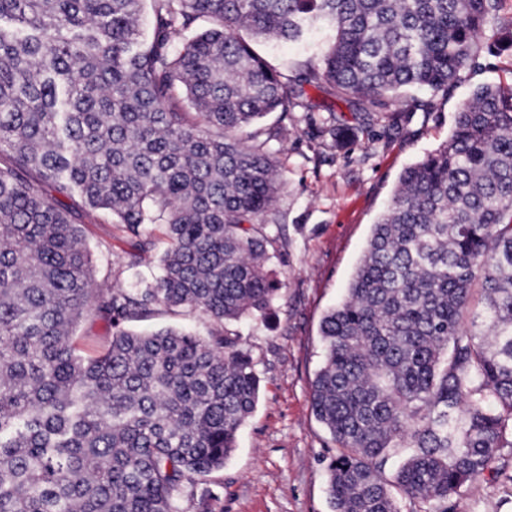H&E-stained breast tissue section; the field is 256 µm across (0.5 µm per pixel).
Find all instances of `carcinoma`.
Masks as SVG:
<instances>
[{"mask_svg": "<svg viewBox=\"0 0 512 512\" xmlns=\"http://www.w3.org/2000/svg\"><path fill=\"white\" fill-rule=\"evenodd\" d=\"M504 0H0V512H180L224 468L260 378L228 325L281 287L261 217L284 185L288 129L307 107L252 41L335 40L304 82L382 119L402 89L448 92L490 38L512 48ZM321 132L355 128L325 105ZM79 196L167 247L138 291L94 288L62 199ZM482 309L462 322L471 285ZM163 304L226 325L207 339L124 323ZM93 312L107 349L78 355ZM312 409L339 448L332 512L448 502L512 448V86L486 84L448 141L406 167L345 298L323 316ZM398 463L390 474L386 466Z\"/></svg>", "mask_w": 512, "mask_h": 512, "instance_id": "cac0c4a2", "label": "carcinoma"}]
</instances>
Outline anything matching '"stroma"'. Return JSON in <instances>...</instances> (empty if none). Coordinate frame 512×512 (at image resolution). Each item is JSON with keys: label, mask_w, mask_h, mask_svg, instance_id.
Returning <instances> with one entry per match:
<instances>
[{"label": "stroma", "mask_w": 512, "mask_h": 512, "mask_svg": "<svg viewBox=\"0 0 512 512\" xmlns=\"http://www.w3.org/2000/svg\"><path fill=\"white\" fill-rule=\"evenodd\" d=\"M333 35L321 27L303 41L262 42L256 49L289 87H302L305 100L323 103L326 95L299 85L298 77L318 64ZM500 83H512V48L480 47L476 62L460 71L448 92L410 89L389 101L394 112L414 97L426 111L392 127L381 122L359 129L346 149L319 137L305 110H296L279 156L285 185L263 217L280 296L268 314L235 326L261 378L259 401L224 468L196 479L197 495L182 499L183 512H331L327 463L336 447L311 407V383L323 357L321 320L345 295L402 171L448 140L474 90ZM76 222L92 254L94 285L129 290L150 282L151 268H126L130 240L114 219L83 213ZM130 327L183 328L205 338L224 330L206 317L162 305ZM501 462L505 475L468 483L449 501L448 512H512V448L502 449Z\"/></svg>", "instance_id": "1"}]
</instances>
